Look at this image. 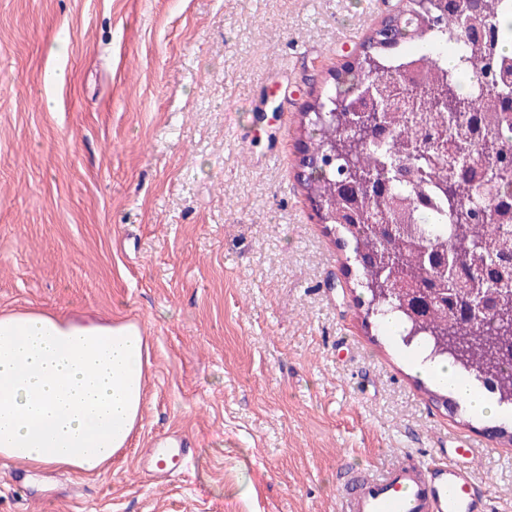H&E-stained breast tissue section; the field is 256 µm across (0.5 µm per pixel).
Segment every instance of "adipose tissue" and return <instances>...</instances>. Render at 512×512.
Returning <instances> with one entry per match:
<instances>
[{
  "mask_svg": "<svg viewBox=\"0 0 512 512\" xmlns=\"http://www.w3.org/2000/svg\"><path fill=\"white\" fill-rule=\"evenodd\" d=\"M146 339L133 324L0 315V456L30 468L90 474L132 439L144 399ZM426 375L473 413L494 408L457 370Z\"/></svg>",
  "mask_w": 512,
  "mask_h": 512,
  "instance_id": "adipose-tissue-1",
  "label": "adipose tissue"
}]
</instances>
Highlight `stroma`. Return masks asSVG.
<instances>
[{
    "label": "stroma",
    "mask_w": 512,
    "mask_h": 512,
    "mask_svg": "<svg viewBox=\"0 0 512 512\" xmlns=\"http://www.w3.org/2000/svg\"><path fill=\"white\" fill-rule=\"evenodd\" d=\"M403 0H0V313L133 323L135 438L94 475L0 457V512H336L338 475L456 436L512 512V425L364 326L299 121ZM185 440L167 484L145 449Z\"/></svg>",
    "instance_id": "35a3bbf8"
}]
</instances>
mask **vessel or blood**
Here are the masks:
<instances>
[{
  "label": "vessel or blood",
  "mask_w": 512,
  "mask_h": 512,
  "mask_svg": "<svg viewBox=\"0 0 512 512\" xmlns=\"http://www.w3.org/2000/svg\"><path fill=\"white\" fill-rule=\"evenodd\" d=\"M472 453L469 439L460 436L429 463L393 464L367 477H351L341 491L338 512H489L490 495L475 474ZM190 454L184 446L150 450L156 483L172 476L166 456L183 461Z\"/></svg>",
  "instance_id": "vessel-or-blood-1"
}]
</instances>
